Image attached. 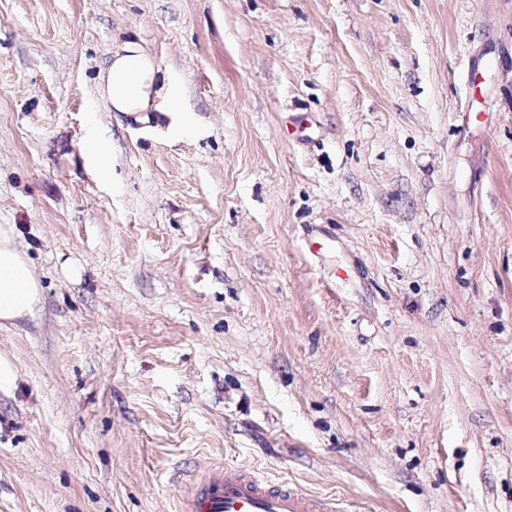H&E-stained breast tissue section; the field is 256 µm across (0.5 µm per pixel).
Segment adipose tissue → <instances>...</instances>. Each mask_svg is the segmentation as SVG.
<instances>
[{
  "label": "adipose tissue",
  "instance_id": "obj_1",
  "mask_svg": "<svg viewBox=\"0 0 512 512\" xmlns=\"http://www.w3.org/2000/svg\"><path fill=\"white\" fill-rule=\"evenodd\" d=\"M154 59L135 42L126 43L101 72L103 98L113 111L135 116L144 112H171L178 92L158 80ZM40 286L28 256L16 244L10 225H0V322L33 314Z\"/></svg>",
  "mask_w": 512,
  "mask_h": 512
}]
</instances>
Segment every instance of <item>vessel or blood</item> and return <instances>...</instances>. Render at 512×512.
Wrapping results in <instances>:
<instances>
[{
    "label": "vessel or blood",
    "mask_w": 512,
    "mask_h": 512,
    "mask_svg": "<svg viewBox=\"0 0 512 512\" xmlns=\"http://www.w3.org/2000/svg\"><path fill=\"white\" fill-rule=\"evenodd\" d=\"M180 512H341L335 500L280 484L233 466H207L179 499Z\"/></svg>",
    "instance_id": "b4317fda"
}]
</instances>
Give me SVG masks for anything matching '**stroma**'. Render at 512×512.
Segmentation results:
<instances>
[{"label":"stroma","mask_w":512,"mask_h":512,"mask_svg":"<svg viewBox=\"0 0 512 512\" xmlns=\"http://www.w3.org/2000/svg\"><path fill=\"white\" fill-rule=\"evenodd\" d=\"M129 41L176 111H109ZM1 224L41 298L0 512H176L225 463L512 512V0H0Z\"/></svg>","instance_id":"1"}]
</instances>
